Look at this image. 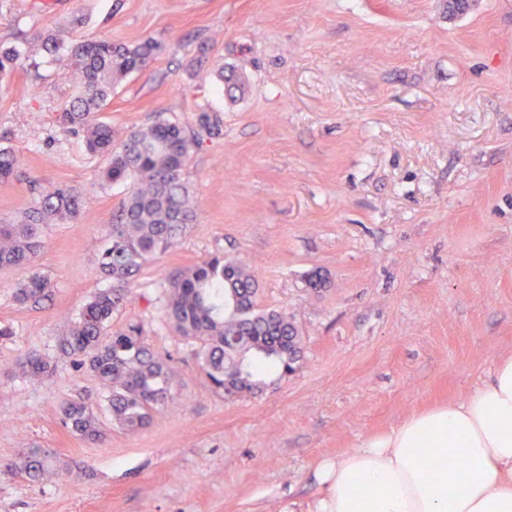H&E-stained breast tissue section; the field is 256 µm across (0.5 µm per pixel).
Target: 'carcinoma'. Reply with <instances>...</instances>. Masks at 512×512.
Masks as SVG:
<instances>
[{
	"label": "carcinoma",
	"mask_w": 512,
	"mask_h": 512,
	"mask_svg": "<svg viewBox=\"0 0 512 512\" xmlns=\"http://www.w3.org/2000/svg\"><path fill=\"white\" fill-rule=\"evenodd\" d=\"M39 49L63 62L74 77V95L60 105L55 123L63 133L80 138L91 156L107 158L102 178L128 183L131 190L112 212L107 226L109 246L99 263L111 287L96 293L71 322L61 342L64 354L88 367L110 391L112 420L135 431L145 427L152 412L171 395L175 370L171 358L158 355L144 331L131 326L109 332L112 313L130 299V284L143 266L166 254L178 243L196 208L184 180L186 164L202 135L221 134L219 120L202 112L199 131L160 112L148 126L116 140L112 126L98 120L116 86L142 69L159 49L148 40L131 49L109 39L68 45L53 31L35 34ZM29 57L14 46L0 45V77L25 68ZM10 151L0 149V181L21 177ZM34 204L17 224H0V268L28 267L43 245V225L50 221H77L82 197L71 187L44 190L33 182ZM168 304L166 317L181 340L195 342L200 371L211 386L227 396H240L258 387L269 368L286 375L302 358L303 338L288 314L265 308L258 301V283L237 258L213 256L164 276ZM47 282L32 272L20 284L18 296L34 305L45 298ZM32 379L52 374L50 363L28 355L17 361ZM62 422L74 434L103 442L104 432L89 398L82 395L62 408ZM31 481L51 473L47 455L37 450L23 454L20 464H8Z\"/></svg>",
	"instance_id": "1"
}]
</instances>
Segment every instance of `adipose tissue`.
I'll return each mask as SVG.
<instances>
[{"label":"adipose tissue","mask_w":512,"mask_h":512,"mask_svg":"<svg viewBox=\"0 0 512 512\" xmlns=\"http://www.w3.org/2000/svg\"><path fill=\"white\" fill-rule=\"evenodd\" d=\"M313 512H512V355L457 404L325 462Z\"/></svg>","instance_id":"1"}]
</instances>
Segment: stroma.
<instances>
[{
    "instance_id": "35a3bbf8",
    "label": "stroma",
    "mask_w": 512,
    "mask_h": 512,
    "mask_svg": "<svg viewBox=\"0 0 512 512\" xmlns=\"http://www.w3.org/2000/svg\"><path fill=\"white\" fill-rule=\"evenodd\" d=\"M45 28L160 44L100 114L116 137L204 110L222 135L185 168L195 221L112 316L173 356L171 397L146 429L94 443L61 408L80 392L107 415L108 390L60 342L108 286L105 226L128 187L57 128L73 92L59 64L0 79V147L25 174L0 182V224L33 204L31 181L83 195L77 222L43 229L40 305L16 299L29 270L0 269V512H311L324 462L464 401L512 354V0L459 15L446 0H0V42L24 51ZM223 66L245 93L225 94ZM215 255L246 260L304 337L297 369L252 395L213 391L164 317V274ZM30 353L50 379L15 371ZM31 448L56 474L8 471Z\"/></svg>"
}]
</instances>
